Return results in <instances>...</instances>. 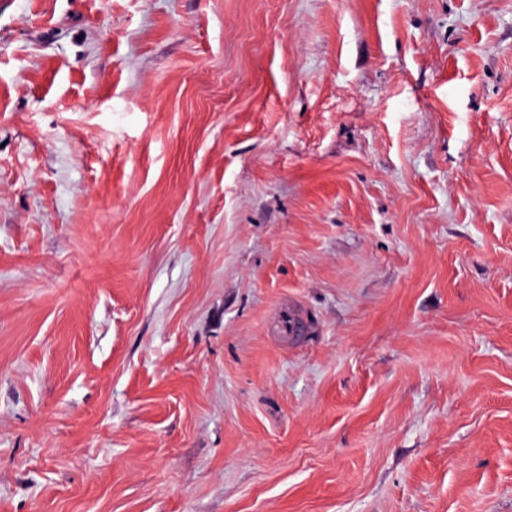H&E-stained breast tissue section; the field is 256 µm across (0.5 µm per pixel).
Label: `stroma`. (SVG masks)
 Segmentation results:
<instances>
[{
  "label": "stroma",
  "instance_id": "obj_1",
  "mask_svg": "<svg viewBox=\"0 0 512 512\" xmlns=\"http://www.w3.org/2000/svg\"><path fill=\"white\" fill-rule=\"evenodd\" d=\"M0 512H512V0H0Z\"/></svg>",
  "mask_w": 512,
  "mask_h": 512
}]
</instances>
